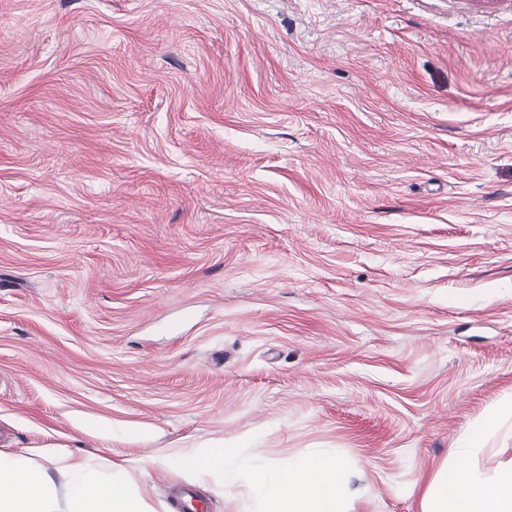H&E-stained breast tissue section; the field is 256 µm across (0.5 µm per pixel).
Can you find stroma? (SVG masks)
<instances>
[{
    "label": "stroma",
    "mask_w": 512,
    "mask_h": 512,
    "mask_svg": "<svg viewBox=\"0 0 512 512\" xmlns=\"http://www.w3.org/2000/svg\"><path fill=\"white\" fill-rule=\"evenodd\" d=\"M210 443L512 467V0H0V452L258 512ZM179 459L182 469L198 480L221 475L224 481H233L246 469V463L234 448L222 446L183 451Z\"/></svg>",
    "instance_id": "1"
}]
</instances>
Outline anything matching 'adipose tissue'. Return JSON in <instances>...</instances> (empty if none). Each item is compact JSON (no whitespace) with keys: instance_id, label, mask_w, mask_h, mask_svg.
I'll return each instance as SVG.
<instances>
[{"instance_id":"obj_1","label":"adipose tissue","mask_w":512,"mask_h":512,"mask_svg":"<svg viewBox=\"0 0 512 512\" xmlns=\"http://www.w3.org/2000/svg\"><path fill=\"white\" fill-rule=\"evenodd\" d=\"M182 469L202 480L220 475L236 479L246 464L235 449L215 446L179 455ZM54 469L66 477L64 487L23 459L0 453V512H152L144 498L122 482L92 476L78 455H56ZM261 512H348L347 473L329 457L289 459L252 475ZM421 512H512V469L495 483L469 468H440L421 497Z\"/></svg>"}]
</instances>
